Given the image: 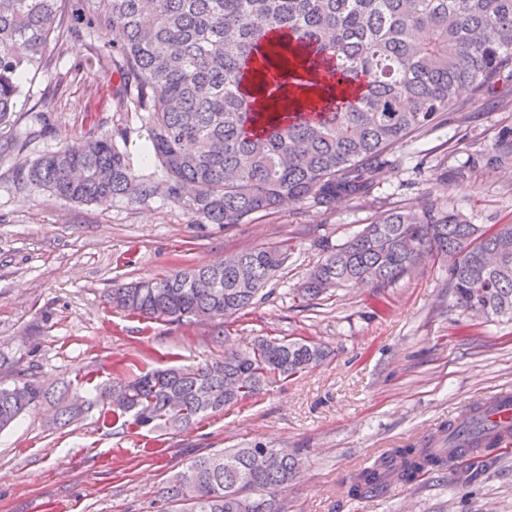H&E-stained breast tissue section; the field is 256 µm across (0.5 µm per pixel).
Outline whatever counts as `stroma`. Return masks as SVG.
<instances>
[{
	"instance_id": "obj_1",
	"label": "stroma",
	"mask_w": 512,
	"mask_h": 512,
	"mask_svg": "<svg viewBox=\"0 0 512 512\" xmlns=\"http://www.w3.org/2000/svg\"><path fill=\"white\" fill-rule=\"evenodd\" d=\"M50 73L27 79L20 123L39 128L25 159L109 135L135 175L161 180L147 115L120 107L123 79L89 63L88 41L50 46ZM512 128V86L463 90L447 121L409 138L376 174L370 197L333 209L290 204L227 228L196 221L157 193L140 203L91 204L15 191L0 177V384L35 368L51 386L85 392L164 365H204L257 336L307 337L329 351L309 372L204 419L184 432L122 430L87 413L66 428L55 406L28 410L0 432V512H154L160 487L199 454L244 448H301L305 465L284 493L288 512H512V450L352 499L350 480L385 448L434 432L461 409L512 387V321L455 308L448 269L426 260L384 288L347 285L305 301L297 289L320 256L377 215L427 198L473 224H512V161L480 167L463 182L443 178L468 154L490 150ZM290 245L265 300L228 326L179 325L109 308L113 286L222 260L225 254Z\"/></svg>"
}]
</instances>
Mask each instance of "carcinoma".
<instances>
[{"label":"carcinoma","mask_w":512,"mask_h":512,"mask_svg":"<svg viewBox=\"0 0 512 512\" xmlns=\"http://www.w3.org/2000/svg\"><path fill=\"white\" fill-rule=\"evenodd\" d=\"M120 44L90 61L117 70L123 105L147 113L167 197L208 224L231 227L312 200L329 210L368 197L393 149L421 133L468 88L481 95L512 84V0H0V158L23 156L33 132L16 117L22 79L47 73L51 43L102 38ZM512 160V128L490 152L450 167L448 182ZM5 177L19 192L45 191L78 203L123 197L137 203L159 185L136 178L112 138L80 151L61 147L19 162ZM289 247L227 254L200 268L122 283L110 307L170 324L229 320L265 298ZM448 266L455 307L512 321V224L483 227L432 200L393 207L341 244L323 245L298 288L320 300L348 283L376 288L412 272L426 257ZM326 357L306 337L258 336L201 367L166 366L120 379L122 403L101 409L121 428L188 430L302 374ZM54 399L33 372L0 386V431L27 409ZM98 400L72 396L55 417L64 427ZM478 404L439 432L390 448L355 473L347 496L363 499L448 469L499 435ZM258 442L193 459L162 487L157 512H285L279 498L304 465L297 449Z\"/></svg>","instance_id":"cac0c4a2"}]
</instances>
